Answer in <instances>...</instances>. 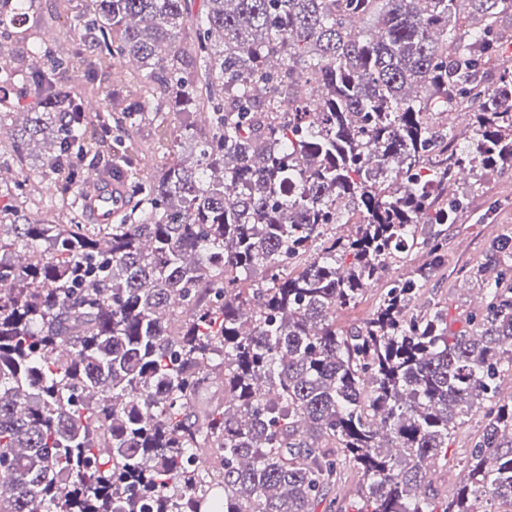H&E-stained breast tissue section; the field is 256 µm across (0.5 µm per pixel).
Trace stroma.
Segmentation results:
<instances>
[{
    "label": "stroma",
    "mask_w": 512,
    "mask_h": 512,
    "mask_svg": "<svg viewBox=\"0 0 512 512\" xmlns=\"http://www.w3.org/2000/svg\"><path fill=\"white\" fill-rule=\"evenodd\" d=\"M26 8L27 14L20 26L11 29L8 36H0V46L12 62L25 57L34 42L48 46L52 55H64L83 32L85 0H28ZM454 193L462 200L456 222L425 228L429 234L441 232L446 244L444 263L421 303L443 306L448 312L451 330L459 331L465 329L467 317L476 311L483 298L482 285L472 278V269L483 262L493 243L512 237V170L504 169L480 184L472 176H465L457 181ZM59 198L54 183L37 181L30 186L23 209L46 222L65 224L71 213L58 207ZM427 260L425 245L412 248L402 263L391 267L381 280L368 288L355 307L338 313L337 327L347 330L359 326L394 280L413 275ZM483 425L482 415H474L450 437L448 463L432 479L436 499L447 498L458 487L462 475L460 460L473 447Z\"/></svg>",
    "instance_id": "1"
}]
</instances>
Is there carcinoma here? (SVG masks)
Wrapping results in <instances>:
<instances>
[{
  "instance_id": "cac0c4a2",
  "label": "carcinoma",
  "mask_w": 512,
  "mask_h": 512,
  "mask_svg": "<svg viewBox=\"0 0 512 512\" xmlns=\"http://www.w3.org/2000/svg\"><path fill=\"white\" fill-rule=\"evenodd\" d=\"M83 44L0 69V146L24 190L30 146L77 208L74 161L125 180L115 223L92 233L15 213L0 223V512H512V238L492 246L469 328L411 304L396 281L362 324L336 328L422 224H453L460 174L512 167V0H87ZM24 0H0V27ZM370 23L354 27V20ZM195 33L181 45L185 26ZM136 68L117 138L96 137L82 91L114 56ZM498 72L494 84L483 74ZM32 97L23 112L18 94ZM207 114L166 133L167 114ZM472 113L464 147L435 116ZM155 127L172 159L135 164ZM306 183L300 193L288 187ZM352 224L347 237L332 233ZM299 263L295 272L285 268ZM224 395L206 397L217 376ZM486 406L456 494L430 476ZM207 460L204 468L192 461ZM362 480L359 474L352 473L345 484L336 489V497L345 512H356L361 497Z\"/></svg>"
}]
</instances>
